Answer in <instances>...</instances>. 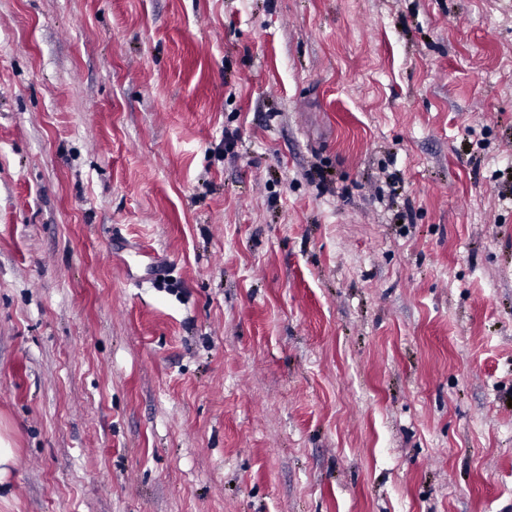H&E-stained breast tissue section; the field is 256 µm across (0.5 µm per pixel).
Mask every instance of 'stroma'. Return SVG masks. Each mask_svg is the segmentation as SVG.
I'll list each match as a JSON object with an SVG mask.
<instances>
[{"mask_svg":"<svg viewBox=\"0 0 512 512\" xmlns=\"http://www.w3.org/2000/svg\"><path fill=\"white\" fill-rule=\"evenodd\" d=\"M510 57L512 0H0V512H512Z\"/></svg>","mask_w":512,"mask_h":512,"instance_id":"35a3bbf8","label":"stroma"}]
</instances>
